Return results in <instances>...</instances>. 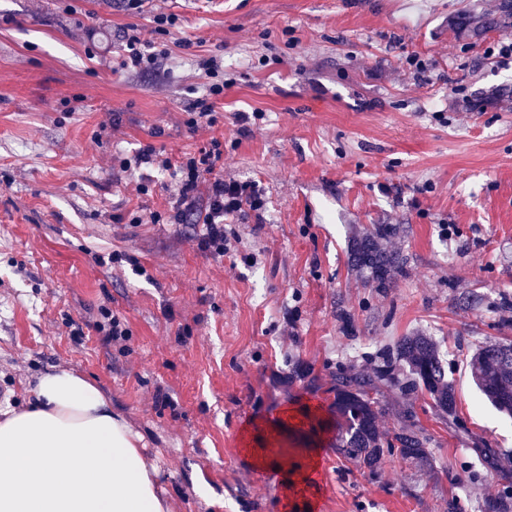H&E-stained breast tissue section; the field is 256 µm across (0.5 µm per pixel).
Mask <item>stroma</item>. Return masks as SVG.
Instances as JSON below:
<instances>
[{"label": "stroma", "mask_w": 512, "mask_h": 512, "mask_svg": "<svg viewBox=\"0 0 512 512\" xmlns=\"http://www.w3.org/2000/svg\"><path fill=\"white\" fill-rule=\"evenodd\" d=\"M498 3L0 0V408L33 399L52 368L87 376L141 435L171 512H305L312 495L319 512H481L502 482L481 474L472 442L512 472V419L469 368L483 342L512 341V63L499 57L512 30L453 22ZM160 12L178 17L168 58L121 68L125 28L150 31ZM201 56L231 85L193 129ZM253 111L262 119L237 122ZM215 140L218 171L265 199L261 217L228 219L224 257L198 246L205 191L174 224L169 174L117 162L147 144L179 161ZM372 224L398 225L390 248L406 260L386 290L348 264ZM106 311L127 331L110 343L95 329ZM416 331L437 342L466 425L417 396L425 464L394 457L368 478L331 432L325 472L296 453L287 487L254 464L251 432L289 451L278 418H332L337 364ZM300 362L313 373L292 380Z\"/></svg>", "instance_id": "stroma-1"}]
</instances>
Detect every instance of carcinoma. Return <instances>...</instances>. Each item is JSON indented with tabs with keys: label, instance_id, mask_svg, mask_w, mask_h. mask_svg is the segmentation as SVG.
<instances>
[{
	"label": "carcinoma",
	"instance_id": "carcinoma-1",
	"mask_svg": "<svg viewBox=\"0 0 512 512\" xmlns=\"http://www.w3.org/2000/svg\"><path fill=\"white\" fill-rule=\"evenodd\" d=\"M512 28V0H501L498 13L479 17L469 13L459 18L460 32L479 33L487 28ZM396 234L392 224H376L350 245L352 270L380 290L405 274V262L385 245ZM471 377L482 395L500 412L512 416V344L488 341L477 348L470 362ZM333 405L336 408V453L351 461L370 478L377 477L388 457L423 461L428 457L430 437L418 424L413 400L420 393L432 399L441 415L459 424L456 393L448 380V370L438 348L429 336L412 334L373 356L359 368L336 366ZM396 390L403 399L396 411L398 428L391 434L379 429L385 414L382 389ZM470 453L486 473L499 470V450L476 443ZM484 512H512V481L502 484V492L488 503Z\"/></svg>",
	"mask_w": 512,
	"mask_h": 512
}]
</instances>
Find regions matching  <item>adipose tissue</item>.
I'll return each mask as SVG.
<instances>
[{"label": "adipose tissue", "mask_w": 512, "mask_h": 512, "mask_svg": "<svg viewBox=\"0 0 512 512\" xmlns=\"http://www.w3.org/2000/svg\"><path fill=\"white\" fill-rule=\"evenodd\" d=\"M35 393L0 413V512H169L140 436L92 381L59 367Z\"/></svg>", "instance_id": "ef3b65f1"}]
</instances>
